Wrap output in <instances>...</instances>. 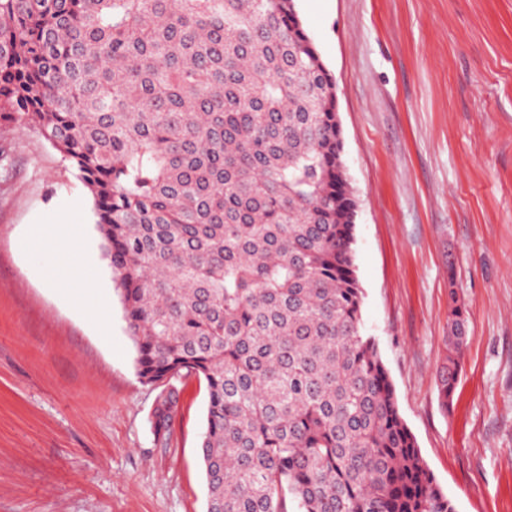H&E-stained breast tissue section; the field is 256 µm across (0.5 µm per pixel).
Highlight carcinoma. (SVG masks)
Instances as JSON below:
<instances>
[{"mask_svg":"<svg viewBox=\"0 0 512 512\" xmlns=\"http://www.w3.org/2000/svg\"><path fill=\"white\" fill-rule=\"evenodd\" d=\"M294 7L0 0V123L93 199L157 446L204 383L206 512H456L364 334L336 80ZM466 341L450 288L445 399Z\"/></svg>","mask_w":512,"mask_h":512,"instance_id":"obj_1","label":"carcinoma"}]
</instances>
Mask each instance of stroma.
I'll return each mask as SVG.
<instances>
[{
	"label": "stroma",
	"mask_w": 512,
	"mask_h": 512,
	"mask_svg": "<svg viewBox=\"0 0 512 512\" xmlns=\"http://www.w3.org/2000/svg\"><path fill=\"white\" fill-rule=\"evenodd\" d=\"M337 85L362 317L400 414L456 512H512V0H296ZM82 201L83 210L73 207ZM93 200L31 126L0 125V512H205L206 390L180 387L169 447L109 266L100 326L21 245ZM469 321L441 400L448 291Z\"/></svg>",
	"instance_id": "obj_1"
}]
</instances>
